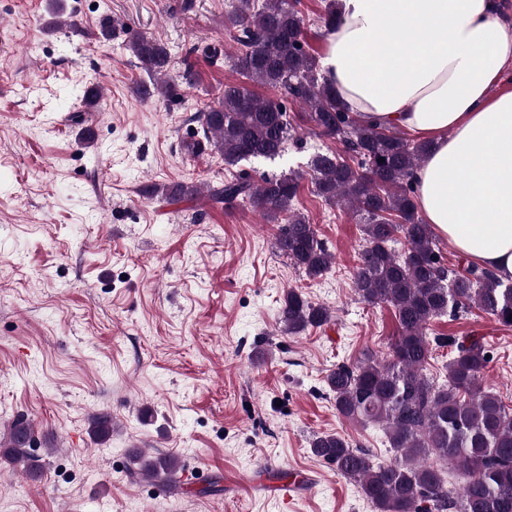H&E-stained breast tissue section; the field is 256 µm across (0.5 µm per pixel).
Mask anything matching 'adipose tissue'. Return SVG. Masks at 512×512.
I'll return each instance as SVG.
<instances>
[{"instance_id": "obj_1", "label": "adipose tissue", "mask_w": 512, "mask_h": 512, "mask_svg": "<svg viewBox=\"0 0 512 512\" xmlns=\"http://www.w3.org/2000/svg\"><path fill=\"white\" fill-rule=\"evenodd\" d=\"M512 23L498 0H340L321 72L366 122L431 148L415 171L426 223L512 279Z\"/></svg>"}]
</instances>
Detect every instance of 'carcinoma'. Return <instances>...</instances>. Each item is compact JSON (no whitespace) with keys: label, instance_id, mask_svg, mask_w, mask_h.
<instances>
[{"label":"carcinoma","instance_id":"carcinoma-1","mask_svg":"<svg viewBox=\"0 0 512 512\" xmlns=\"http://www.w3.org/2000/svg\"><path fill=\"white\" fill-rule=\"evenodd\" d=\"M299 5L300 0H240L224 15V26L238 32L233 66L244 82L224 85L222 95L194 115L200 136L182 142V150L188 156L210 150L230 167L281 158L295 139L283 105L288 99L307 107L301 119L312 133L343 145L341 151L328 148L311 156L313 191L330 205L350 208L364 224L354 292L367 304L391 305L400 332L388 360L367 354L352 367L337 366L325 382L338 415L380 427L395 457L375 462L337 433L314 437L311 453L354 480L375 512H512V410L485 387L490 361L485 343L476 336L450 338L445 382L437 384L424 373L433 349L426 334L430 321L475 307L512 326V281L472 264L450 269L441 263L439 241L413 200L414 172L429 143L394 128L362 124L342 106L335 85L309 51ZM127 47L151 77L137 85L136 95L149 101L173 94L174 86L165 79L166 46L133 36ZM253 85L280 92L281 100L258 95ZM299 179L295 171L257 179L239 174L225 180L213 200L247 204L268 220H284L278 252L315 279L329 270L332 255L304 214L292 207ZM142 192L179 201L192 197L197 186L151 183ZM280 319L293 334L323 326L330 313L291 288ZM89 433L96 442L107 441L112 417H92ZM37 442L33 424L17 416L0 440V463L39 479L43 463L32 452ZM129 453L143 477L176 480L178 457H148L138 448Z\"/></svg>","mask_w":512,"mask_h":512}]
</instances>
